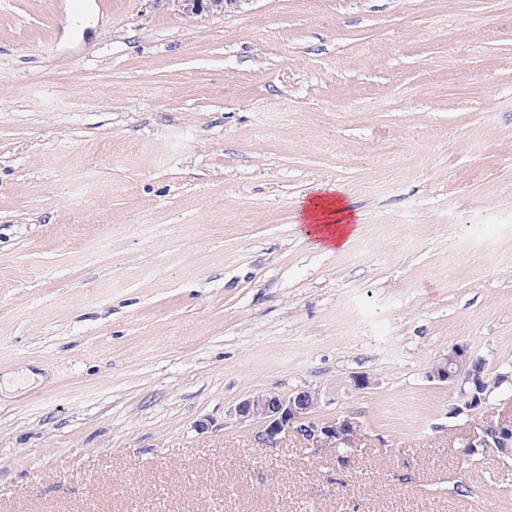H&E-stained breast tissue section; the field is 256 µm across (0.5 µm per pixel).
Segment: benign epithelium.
<instances>
[{
  "mask_svg": "<svg viewBox=\"0 0 512 512\" xmlns=\"http://www.w3.org/2000/svg\"><path fill=\"white\" fill-rule=\"evenodd\" d=\"M185 15L203 12L222 15L240 0H173ZM474 357L465 344H456L448 353L433 363L427 372L432 382L446 383L459 392L458 403L449 415L466 420L468 432L462 440L464 449L471 455L485 453L487 448L512 447V418L501 415L480 417L489 401L483 394L486 376L482 365L475 364ZM321 402L320 393L312 389H300L288 395L268 392L241 400L229 412L239 424L261 423L258 439L271 447H277L294 435L310 448H353L361 440L363 426L353 414L332 419H320L314 410Z\"/></svg>",
  "mask_w": 512,
  "mask_h": 512,
  "instance_id": "obj_1",
  "label": "benign epithelium"
}]
</instances>
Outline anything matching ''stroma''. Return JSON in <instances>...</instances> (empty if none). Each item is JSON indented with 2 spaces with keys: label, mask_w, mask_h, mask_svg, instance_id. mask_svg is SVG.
I'll list each match as a JSON object with an SVG mask.
<instances>
[{
  "label": "stroma",
  "mask_w": 512,
  "mask_h": 512,
  "mask_svg": "<svg viewBox=\"0 0 512 512\" xmlns=\"http://www.w3.org/2000/svg\"><path fill=\"white\" fill-rule=\"evenodd\" d=\"M65 2L0 0V512H512L426 377L512 367L504 0ZM301 388L347 461L229 415ZM240 1L242 0H174L179 10L185 15H197L203 12L221 15ZM355 218L344 190L327 184L317 187L314 194L299 203L296 224L300 234L310 237L317 248L332 251L334 247L343 249L357 234Z\"/></svg>",
  "instance_id": "stroma-1"
}]
</instances>
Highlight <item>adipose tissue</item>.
Wrapping results in <instances>:
<instances>
[{
    "label": "adipose tissue",
    "instance_id": "obj_1",
    "mask_svg": "<svg viewBox=\"0 0 512 512\" xmlns=\"http://www.w3.org/2000/svg\"><path fill=\"white\" fill-rule=\"evenodd\" d=\"M297 224L303 237L325 250L344 248L357 234L355 213L336 185H322L300 203Z\"/></svg>",
    "mask_w": 512,
    "mask_h": 512
}]
</instances>
